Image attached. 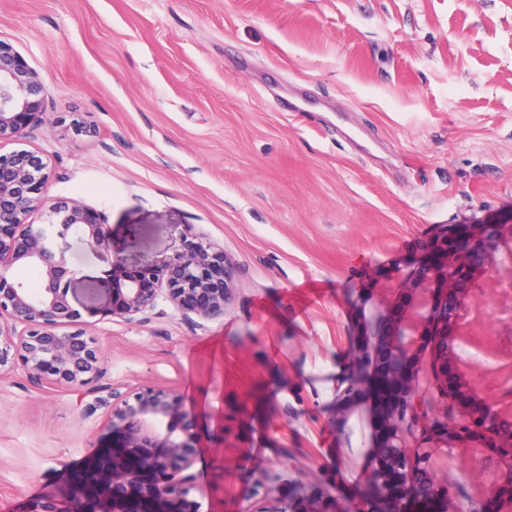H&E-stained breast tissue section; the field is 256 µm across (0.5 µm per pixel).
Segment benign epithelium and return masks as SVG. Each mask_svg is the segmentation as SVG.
<instances>
[{"label": "benign epithelium", "mask_w": 512, "mask_h": 512, "mask_svg": "<svg viewBox=\"0 0 512 512\" xmlns=\"http://www.w3.org/2000/svg\"><path fill=\"white\" fill-rule=\"evenodd\" d=\"M39 74L0 42V141L18 139L43 120ZM52 168L25 149L0 153V376L20 365L29 382L47 380L73 387L89 385L102 370L96 340L76 327L80 313L69 299L76 270L59 242L75 237L103 249L109 227L101 213L71 198L48 202L45 189ZM48 208L43 224H29L35 210ZM511 224H467L448 228L431 247L425 278L442 285L432 309L433 325L419 347L404 344V326L391 317L376 319L372 335L358 337L347 376L337 386L344 412L358 395L373 397L375 464L365 473L359 495L346 501L293 498L283 512H448V479L431 466L418 467L397 449L410 438L448 441L457 450L485 448L499 468L479 512H512V314L497 319V345L481 349L488 376L466 385L469 366L448 347L459 294L485 253ZM37 275V287L19 271ZM224 255L193 236L165 262L162 280L128 278L112 264V316L130 320L152 312L162 299L189 320L224 316L228 285L214 281ZM427 366L437 397L426 398L416 383ZM107 427L110 440L79 467L64 474L66 497L38 502L32 512H200L190 496V472L197 434L179 395L155 388L112 392Z\"/></svg>", "instance_id": "obj_1"}]
</instances>
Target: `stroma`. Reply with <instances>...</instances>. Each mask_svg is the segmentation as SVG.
<instances>
[{
    "mask_svg": "<svg viewBox=\"0 0 512 512\" xmlns=\"http://www.w3.org/2000/svg\"><path fill=\"white\" fill-rule=\"evenodd\" d=\"M0 42L46 87L45 122L0 153L50 159L48 198L110 227L106 249L66 247L101 374L0 377V512L53 494L104 442L113 389L147 386L197 414L200 512L347 500L374 462L368 401L335 408L363 319L412 296L418 341L425 247L512 222V0H0ZM190 234L224 254L223 317H109L112 261L158 273ZM511 311L505 239L453 331L493 335ZM217 339L223 358L202 357ZM428 454L465 485L487 451Z\"/></svg>",
    "mask_w": 512,
    "mask_h": 512,
    "instance_id": "1",
    "label": "stroma"
}]
</instances>
